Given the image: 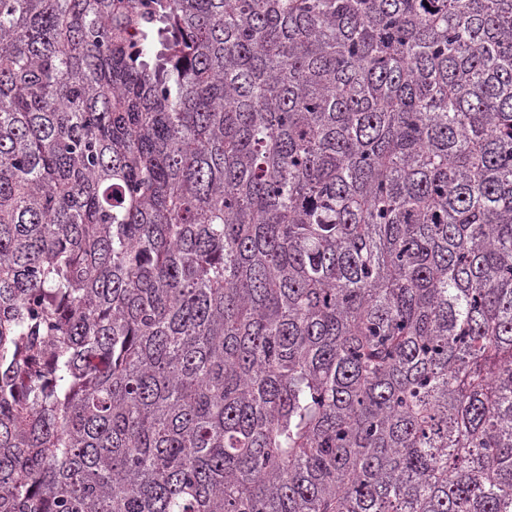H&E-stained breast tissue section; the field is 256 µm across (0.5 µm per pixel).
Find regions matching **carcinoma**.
Here are the masks:
<instances>
[{"label": "carcinoma", "mask_w": 512, "mask_h": 512, "mask_svg": "<svg viewBox=\"0 0 512 512\" xmlns=\"http://www.w3.org/2000/svg\"><path fill=\"white\" fill-rule=\"evenodd\" d=\"M0 512H512V0H0Z\"/></svg>", "instance_id": "1"}]
</instances>
